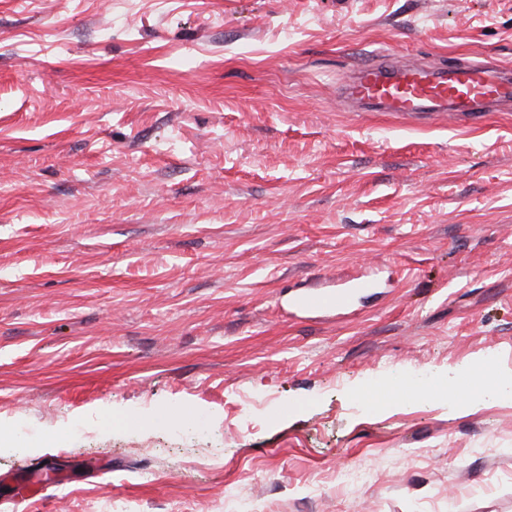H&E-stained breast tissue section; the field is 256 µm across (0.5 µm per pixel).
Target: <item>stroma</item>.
Segmentation results:
<instances>
[{
    "mask_svg": "<svg viewBox=\"0 0 512 512\" xmlns=\"http://www.w3.org/2000/svg\"><path fill=\"white\" fill-rule=\"evenodd\" d=\"M384 52L512 0H0V512H512V112L342 106ZM349 291L338 289L324 293H311L299 300V305L310 311L336 310L345 307L349 302ZM413 392H423L421 385H414L411 389L407 386L398 385L392 388L374 387L363 394L364 397L373 402H383L392 397H410Z\"/></svg>",
    "mask_w": 512,
    "mask_h": 512,
    "instance_id": "stroma-1",
    "label": "stroma"
}]
</instances>
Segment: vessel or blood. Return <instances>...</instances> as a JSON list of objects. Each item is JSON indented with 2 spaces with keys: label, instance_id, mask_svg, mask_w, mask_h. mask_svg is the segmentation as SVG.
<instances>
[{
  "label": "vessel or blood",
  "instance_id": "b4317fda",
  "mask_svg": "<svg viewBox=\"0 0 512 512\" xmlns=\"http://www.w3.org/2000/svg\"><path fill=\"white\" fill-rule=\"evenodd\" d=\"M340 96L376 111L446 113L478 123L490 108L512 105V72L488 64L407 65L387 54L356 69L341 86ZM348 302V290L339 289L305 295L299 304L310 311H327Z\"/></svg>",
  "mask_w": 512,
  "mask_h": 512
}]
</instances>
